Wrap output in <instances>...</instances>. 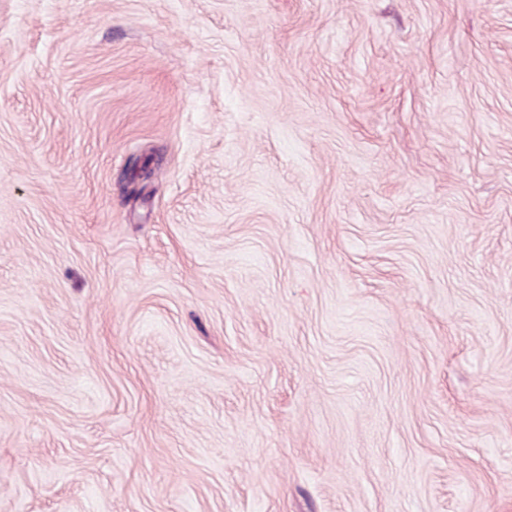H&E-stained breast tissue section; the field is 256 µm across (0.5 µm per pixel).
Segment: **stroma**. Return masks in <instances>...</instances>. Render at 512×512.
Listing matches in <instances>:
<instances>
[{"label": "stroma", "mask_w": 512, "mask_h": 512, "mask_svg": "<svg viewBox=\"0 0 512 512\" xmlns=\"http://www.w3.org/2000/svg\"><path fill=\"white\" fill-rule=\"evenodd\" d=\"M0 512H512V0H0Z\"/></svg>", "instance_id": "stroma-1"}]
</instances>
